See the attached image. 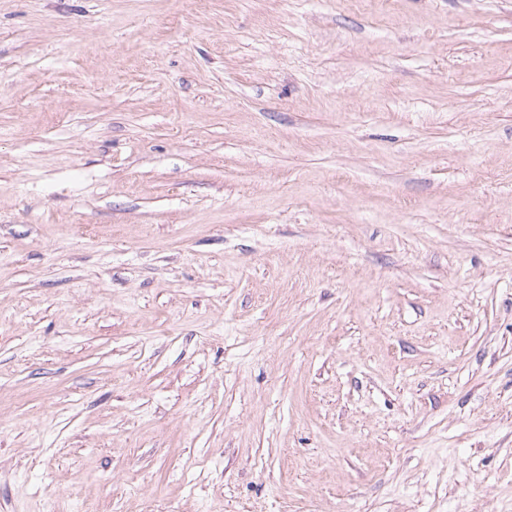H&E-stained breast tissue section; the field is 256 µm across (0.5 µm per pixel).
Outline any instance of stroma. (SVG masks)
<instances>
[{"instance_id": "stroma-1", "label": "stroma", "mask_w": 512, "mask_h": 512, "mask_svg": "<svg viewBox=\"0 0 512 512\" xmlns=\"http://www.w3.org/2000/svg\"><path fill=\"white\" fill-rule=\"evenodd\" d=\"M0 512H512V0H0Z\"/></svg>"}]
</instances>
